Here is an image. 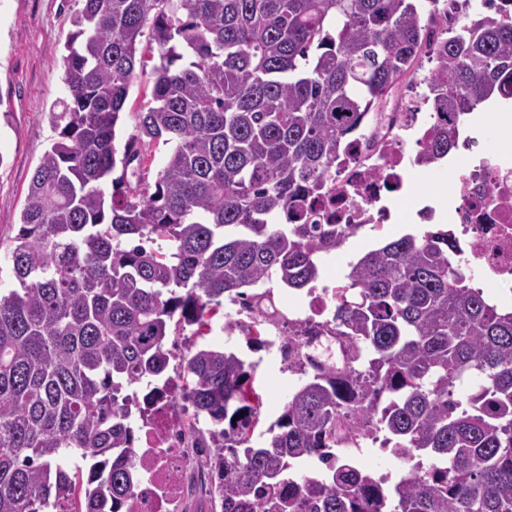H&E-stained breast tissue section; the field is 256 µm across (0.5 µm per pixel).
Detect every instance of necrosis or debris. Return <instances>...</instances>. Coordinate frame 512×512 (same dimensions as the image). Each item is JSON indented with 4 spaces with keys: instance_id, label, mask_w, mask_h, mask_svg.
Masks as SVG:
<instances>
[{
    "instance_id": "4bbe7bcc",
    "label": "necrosis or debris",
    "mask_w": 512,
    "mask_h": 512,
    "mask_svg": "<svg viewBox=\"0 0 512 512\" xmlns=\"http://www.w3.org/2000/svg\"><path fill=\"white\" fill-rule=\"evenodd\" d=\"M431 118L412 95L397 96L383 111L370 113L338 162L339 174L321 202L324 221L346 227L350 235L394 223L396 206L409 188L415 154L430 131ZM463 138L445 167L452 175L448 233L452 259L466 263L480 287L495 289L499 301L512 304V152H473ZM179 381L146 394L151 405L132 450L141 484L122 512H186L209 500L211 483L173 401ZM382 463L366 461L362 444L344 455L347 465L374 482L389 484L394 473L386 462L398 460L397 474L408 476L405 454L382 449Z\"/></svg>"
}]
</instances>
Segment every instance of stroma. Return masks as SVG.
<instances>
[{"mask_svg": "<svg viewBox=\"0 0 512 512\" xmlns=\"http://www.w3.org/2000/svg\"><path fill=\"white\" fill-rule=\"evenodd\" d=\"M73 0H0V289L13 285L9 242L15 236L30 181L40 158L55 138L46 114L64 94L61 57L73 27ZM152 97L149 76L134 79L116 128V145L137 134L139 114ZM416 224H388L362 231L320 264L319 285L342 281L350 262L378 244L407 233ZM224 315H215L198 345L242 354L256 365L254 386L260 396L254 433L277 419L285 398L298 383L293 366L259 351L240 332L226 333Z\"/></svg>", "mask_w": 512, "mask_h": 512, "instance_id": "1", "label": "stroma"}]
</instances>
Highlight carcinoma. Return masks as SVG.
Returning a JSON list of instances; mask_svg holds the SVG:
<instances>
[{
  "label": "carcinoma",
  "instance_id": "carcinoma-1",
  "mask_svg": "<svg viewBox=\"0 0 512 512\" xmlns=\"http://www.w3.org/2000/svg\"><path fill=\"white\" fill-rule=\"evenodd\" d=\"M62 57L57 133L31 178L0 294V512H119L141 481L132 387L168 382L170 326L202 335L224 299L274 281L302 290L341 234L317 202L363 115L413 76L423 47L435 120L416 162L453 151L466 116L512 103V18L498 0L436 22V0H80ZM159 62L140 135L169 146L154 190L116 127ZM112 183V193L104 185ZM136 240L138 244L127 246ZM164 242L146 249L145 242ZM328 333L354 369L294 361L301 383L259 439L254 364L192 345L185 411L221 512L263 498L305 458L361 432L417 459L383 492L332 466L308 512H512V309L487 302L448 231L407 233L347 275ZM90 460L88 476L67 453ZM149 32L146 29L144 36L141 38L140 49L145 54V60L147 62V74L139 75L138 78L134 79L129 89V95L125 102L122 118L116 128V140L115 143L119 152L117 154V165L113 174V177H117L121 174V163L122 149L125 141L138 133L139 116L138 113L142 111L146 102L152 98V81H150L149 72L154 63L158 62V56L153 44L154 50H150V38ZM152 55L154 57L152 58Z\"/></svg>",
  "mask_w": 512,
  "mask_h": 512
}]
</instances>
